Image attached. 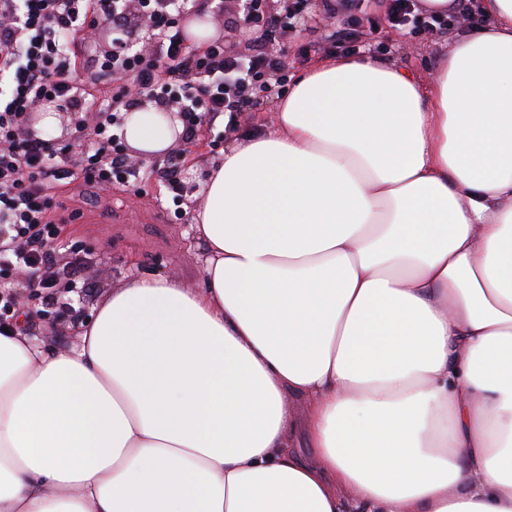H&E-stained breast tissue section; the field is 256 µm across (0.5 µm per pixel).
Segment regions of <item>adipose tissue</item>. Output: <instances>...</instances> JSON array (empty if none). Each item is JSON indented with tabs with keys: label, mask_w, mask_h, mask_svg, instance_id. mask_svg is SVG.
I'll return each mask as SVG.
<instances>
[{
	"label": "adipose tissue",
	"mask_w": 512,
	"mask_h": 512,
	"mask_svg": "<svg viewBox=\"0 0 512 512\" xmlns=\"http://www.w3.org/2000/svg\"><path fill=\"white\" fill-rule=\"evenodd\" d=\"M473 7L431 91L326 57L227 145L203 287L115 288L71 350L0 331V512H512V0ZM291 406V409L297 421V428L292 441V445L301 454L302 457L311 460L312 450L311 448H308L305 433L302 426L304 416L301 401H293L291 403Z\"/></svg>",
	"instance_id": "ef3b65f1"
}]
</instances>
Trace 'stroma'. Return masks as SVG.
Listing matches in <instances>:
<instances>
[{
    "mask_svg": "<svg viewBox=\"0 0 512 512\" xmlns=\"http://www.w3.org/2000/svg\"><path fill=\"white\" fill-rule=\"evenodd\" d=\"M376 27L365 41L373 56L388 60L416 74L423 87L431 76L452 36L448 33L409 36L391 30L384 8H376ZM335 19L320 17L304 31L271 40L283 49L296 76L312 62L331 52L323 44L325 33L337 27ZM277 95H269L253 110L241 113L235 129L216 125L201 131L196 142L186 145L183 156L181 207H174L156 172L166 167L167 155L145 162L148 176L130 187H114L103 195L80 179H66L54 191L53 211L59 221L58 235L50 249L58 268H79L85 288L69 287L59 279L46 295L22 294L20 308L30 315L21 319L25 332L48 347H66L78 342L82 329L93 318L95 308L113 288L133 276L162 272L189 285L203 282L202 246L194 228L193 200L202 189L209 163L222 157L235 137L255 129L272 130Z\"/></svg>",
    "mask_w": 512,
    "mask_h": 512,
    "instance_id": "obj_1",
    "label": "stroma"
}]
</instances>
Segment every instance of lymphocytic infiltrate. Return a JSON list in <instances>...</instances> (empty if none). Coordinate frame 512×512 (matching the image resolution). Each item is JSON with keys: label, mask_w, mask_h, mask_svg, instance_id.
I'll use <instances>...</instances> for the list:
<instances>
[{"label": "lymphocytic infiltrate", "mask_w": 512, "mask_h": 512, "mask_svg": "<svg viewBox=\"0 0 512 512\" xmlns=\"http://www.w3.org/2000/svg\"><path fill=\"white\" fill-rule=\"evenodd\" d=\"M159 35L148 52L116 48L106 57L81 56L79 33L107 23L121 29L127 19L119 0H0V267L27 272L30 292L55 285L58 272L46 245L54 233L50 195L57 182L80 173L99 190L130 185L145 176L115 144L123 112L136 105L124 89L95 96L74 82L76 68H95L113 81L132 79L141 94L183 112L182 139L195 141L203 127L224 120L234 128L241 112L254 108L267 90L266 78L285 76L288 59L263 35L274 19L256 15L254 51L227 53L216 40L193 51L179 26L185 0H138ZM328 15L344 14L342 27L326 40L341 52L360 54L359 29L371 0H322ZM390 27L410 35L431 34L448 25L444 15L424 12L419 0H386ZM53 106L92 119L89 135L62 150L28 131L33 112Z\"/></svg>", "instance_id": "obj_1"}]
</instances>
